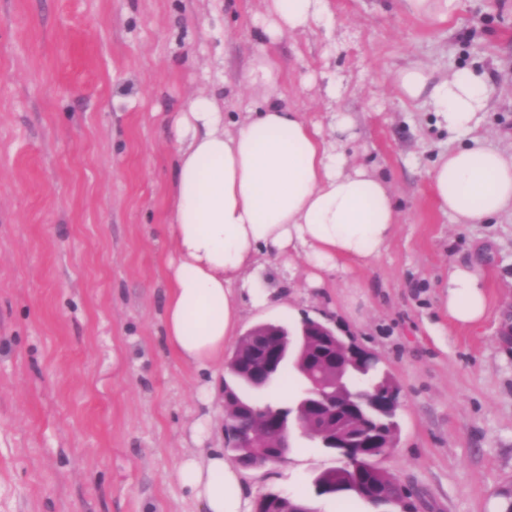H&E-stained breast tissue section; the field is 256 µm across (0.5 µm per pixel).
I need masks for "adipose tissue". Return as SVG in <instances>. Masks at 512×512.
I'll use <instances>...</instances> for the list:
<instances>
[{"mask_svg": "<svg viewBox=\"0 0 512 512\" xmlns=\"http://www.w3.org/2000/svg\"><path fill=\"white\" fill-rule=\"evenodd\" d=\"M323 2L269 0L267 43L318 23ZM277 71L268 53L253 58L247 77L269 91L244 120L226 115L216 95L199 94L174 122L162 320L167 345L189 367L207 370L223 359L242 321L237 296L251 289L262 257L289 267L304 261L308 287L324 288L347 265L365 267L386 252L399 223L389 183L350 165L342 149L356 137L351 118L332 113L325 127L306 120L278 101ZM395 85L407 99L428 98L451 133L472 131L488 104L483 75L469 71L433 84L412 64ZM428 180L440 210L456 223L512 212V152L481 139L442 153ZM445 287L449 323L473 328L489 317L477 266L449 264ZM178 474L207 512H249L240 474L222 455L185 457Z\"/></svg>", "mask_w": 512, "mask_h": 512, "instance_id": "adipose-tissue-1", "label": "adipose tissue"}]
</instances>
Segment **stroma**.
<instances>
[{
  "instance_id": "35a3bbf8",
  "label": "stroma",
  "mask_w": 512,
  "mask_h": 512,
  "mask_svg": "<svg viewBox=\"0 0 512 512\" xmlns=\"http://www.w3.org/2000/svg\"><path fill=\"white\" fill-rule=\"evenodd\" d=\"M397 0H326L327 22L271 48L282 102L328 125L343 112L353 164L391 185L400 211L371 265L306 285L267 259L240 298L245 328L311 318L372 351L401 389L393 448L377 465L419 512H489L512 485V214L458 224L427 171L467 143L427 99L394 86L473 70L490 103L476 137L512 148V0H455L446 20ZM267 0H0V512H205L177 469L224 446V364L195 371L169 350L161 311L175 112L206 91L237 116ZM335 86V97L326 89ZM477 264L493 304L479 327L441 309L449 263ZM334 454L307 443L243 473L257 502L310 494Z\"/></svg>"
}]
</instances>
